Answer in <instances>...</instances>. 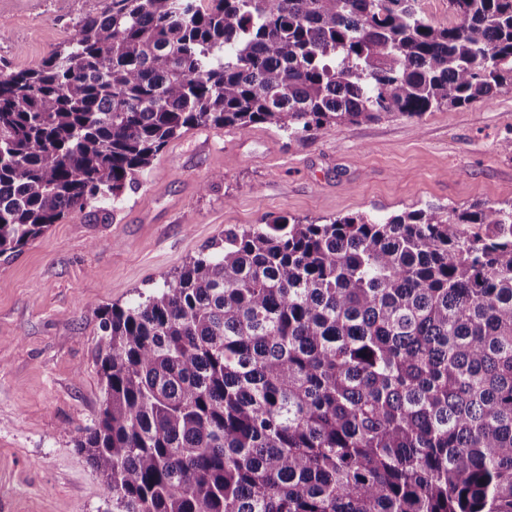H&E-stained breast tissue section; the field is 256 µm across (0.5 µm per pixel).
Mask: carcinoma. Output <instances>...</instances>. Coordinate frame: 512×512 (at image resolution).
Masks as SVG:
<instances>
[{"label":"carcinoma","mask_w":512,"mask_h":512,"mask_svg":"<svg viewBox=\"0 0 512 512\" xmlns=\"http://www.w3.org/2000/svg\"><path fill=\"white\" fill-rule=\"evenodd\" d=\"M417 2L108 0L0 64V256L107 220L195 127L512 92V0H449L442 28ZM101 331L75 447L112 512H512V203L230 227Z\"/></svg>","instance_id":"obj_1"}]
</instances>
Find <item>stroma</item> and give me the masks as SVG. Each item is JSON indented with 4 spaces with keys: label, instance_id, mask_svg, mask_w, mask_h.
Returning <instances> with one entry per match:
<instances>
[{
    "label": "stroma",
    "instance_id": "obj_1",
    "mask_svg": "<svg viewBox=\"0 0 512 512\" xmlns=\"http://www.w3.org/2000/svg\"><path fill=\"white\" fill-rule=\"evenodd\" d=\"M92 9L12 0L0 60L38 65ZM509 139L512 92L297 136L264 124L197 128L168 142L108 221L89 207L0 257V512H112L74 446L104 400L102 309L145 299L234 225L511 203Z\"/></svg>",
    "mask_w": 512,
    "mask_h": 512
}]
</instances>
